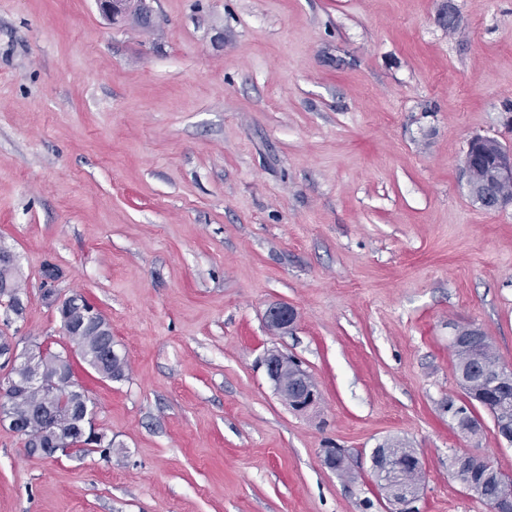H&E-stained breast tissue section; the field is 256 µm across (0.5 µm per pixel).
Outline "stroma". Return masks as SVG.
I'll use <instances>...</instances> for the list:
<instances>
[{"label": "stroma", "mask_w": 512, "mask_h": 512, "mask_svg": "<svg viewBox=\"0 0 512 512\" xmlns=\"http://www.w3.org/2000/svg\"><path fill=\"white\" fill-rule=\"evenodd\" d=\"M147 6L0 0V246L25 304L0 335L68 356L112 443L41 458L0 426V512H388V441L422 462L419 512H489L448 457L512 474V445L484 408L477 436L449 418L448 338L475 325L512 368V207L464 175L472 135L512 146V0ZM49 286L103 313L122 379L82 363ZM276 303L292 332H269ZM272 349L315 408L277 395ZM298 319L295 307L287 303H278L270 306L265 312V320L268 329L273 332L291 331ZM264 366L276 391L295 411H306L320 401L317 387L311 386L308 372L277 350L267 351ZM385 448L389 449L390 454L400 457L403 463L412 466L413 470L417 465L420 467L421 462L416 454H413L412 448H405V446L399 442H387L380 445L379 448H374L371 455L372 470L379 478L385 479L399 475L403 465L400 460L391 456ZM412 454L418 464L415 462L414 464L410 463Z\"/></svg>", "instance_id": "1"}]
</instances>
